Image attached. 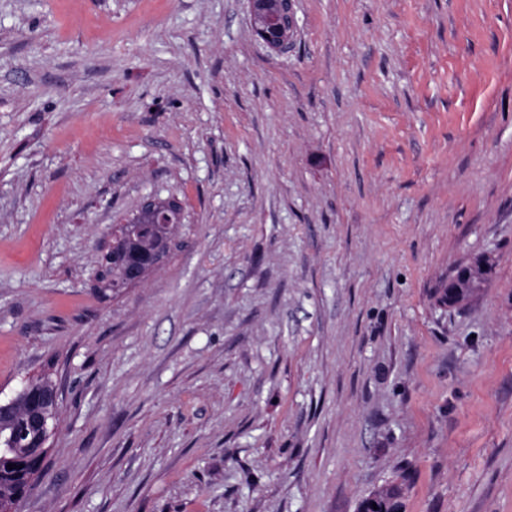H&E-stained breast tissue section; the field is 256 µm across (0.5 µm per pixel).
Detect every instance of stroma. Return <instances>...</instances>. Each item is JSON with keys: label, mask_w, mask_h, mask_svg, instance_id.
<instances>
[{"label": "stroma", "mask_w": 512, "mask_h": 512, "mask_svg": "<svg viewBox=\"0 0 512 512\" xmlns=\"http://www.w3.org/2000/svg\"><path fill=\"white\" fill-rule=\"evenodd\" d=\"M295 10L284 54L248 0H0V392L59 396L19 512H357L403 469L405 512H512V0ZM176 209H182V204L175 197L166 201H159L151 196L142 199L123 224H150V226L143 234H139L135 239L125 240L118 247H112V243L109 242L104 251L112 248V252L102 253L98 261L103 284L108 279L119 278L123 274L125 269L134 262V252L139 251L141 244L159 238V229L153 224H166L168 238H174L179 224H172L171 213ZM482 281H476L475 278L464 280L462 288L456 289L453 293H449L448 289H442L438 302L449 309H461L470 304L477 296Z\"/></svg>", "instance_id": "1"}]
</instances>
